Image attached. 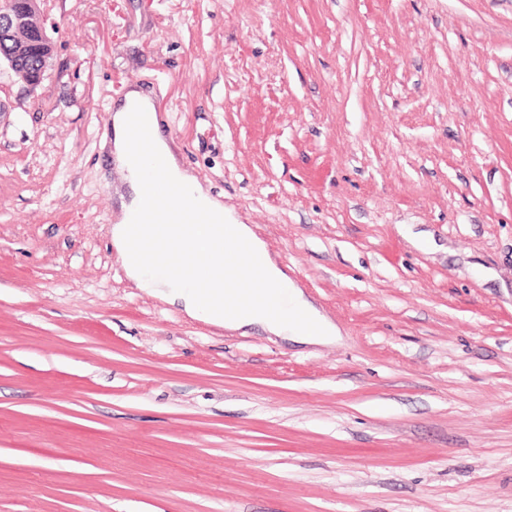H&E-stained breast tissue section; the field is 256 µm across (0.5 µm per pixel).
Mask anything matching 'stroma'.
I'll list each match as a JSON object with an SVG mask.
<instances>
[{"mask_svg": "<svg viewBox=\"0 0 512 512\" xmlns=\"http://www.w3.org/2000/svg\"><path fill=\"white\" fill-rule=\"evenodd\" d=\"M0 74V512H512V0H48ZM337 327L189 318L111 246L110 108ZM40 2H43V0H25L23 10L17 13L9 5V3H14V0H0V39H3V41H0V54L8 53L11 48L10 44L4 43V41H11L13 45L7 55L0 57V71L5 68L14 77L15 81L26 85L28 88H36L42 83L52 61V46L46 35ZM30 31L40 34L41 44L43 45L40 56L34 53L28 58V65L33 71L22 66L20 59L25 51L24 49L29 46L27 38L24 37L26 34L22 36V33ZM38 56L41 63L38 70H36V64L39 62Z\"/></svg>", "mask_w": 512, "mask_h": 512, "instance_id": "obj_1", "label": "stroma"}]
</instances>
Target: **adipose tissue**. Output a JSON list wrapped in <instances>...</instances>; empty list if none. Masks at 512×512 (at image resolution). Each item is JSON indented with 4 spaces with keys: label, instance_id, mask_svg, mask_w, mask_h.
Listing matches in <instances>:
<instances>
[{
    "label": "adipose tissue",
    "instance_id": "obj_1",
    "mask_svg": "<svg viewBox=\"0 0 512 512\" xmlns=\"http://www.w3.org/2000/svg\"><path fill=\"white\" fill-rule=\"evenodd\" d=\"M138 106L143 131L151 140L153 152L169 182L182 187L184 201L206 212L209 223L190 229L168 224L163 212H156L152 223L142 225L141 236L152 258L133 259L129 248V226L132 217L144 205L146 166L131 162V140L128 133L129 109ZM110 153L118 168L125 170L122 187L116 188L119 210L111 231L112 245L126 276L136 287L165 301L181 303L191 318L216 326L238 329L250 325L263 326L276 336H296L315 343H331L338 336L335 325L304 297L300 288L278 266L263 241L251 228L240 222L223 204L213 198L196 176L180 163L161 127L160 118L150 93L131 87L122 101L116 102L110 115ZM243 241L259 266V283L271 303L269 306H227L226 295L237 288L238 279L225 274L223 266L212 257L219 247H231Z\"/></svg>",
    "mask_w": 512,
    "mask_h": 512
}]
</instances>
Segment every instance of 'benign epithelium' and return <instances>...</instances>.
<instances>
[{
	"mask_svg": "<svg viewBox=\"0 0 512 512\" xmlns=\"http://www.w3.org/2000/svg\"><path fill=\"white\" fill-rule=\"evenodd\" d=\"M42 0H25L24 8L17 13L9 5V0H0V39L12 42L11 51L0 57V69H6L14 79L29 88L42 83L51 67L52 46L46 35L44 19L41 14ZM35 31L40 34L43 45L40 53V66L32 71L22 66L20 56L29 46L24 34Z\"/></svg>",
	"mask_w": 512,
	"mask_h": 512,
	"instance_id": "1",
	"label": "benign epithelium"
}]
</instances>
